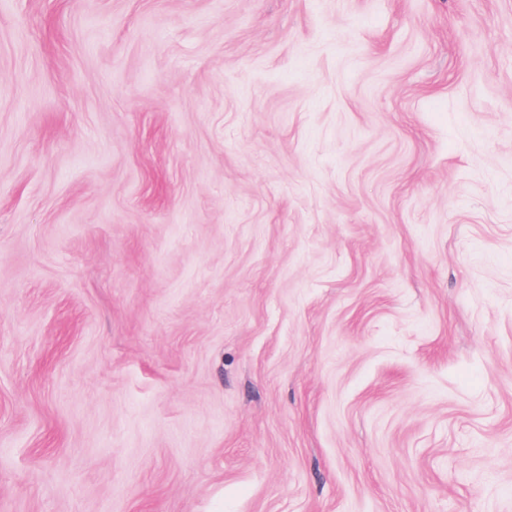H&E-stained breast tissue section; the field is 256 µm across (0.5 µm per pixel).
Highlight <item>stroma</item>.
<instances>
[{
  "instance_id": "obj_1",
  "label": "stroma",
  "mask_w": 512,
  "mask_h": 512,
  "mask_svg": "<svg viewBox=\"0 0 512 512\" xmlns=\"http://www.w3.org/2000/svg\"><path fill=\"white\" fill-rule=\"evenodd\" d=\"M0 512H512V0H0Z\"/></svg>"
}]
</instances>
